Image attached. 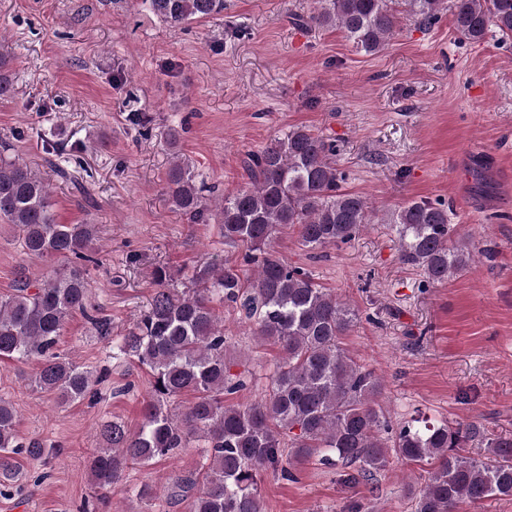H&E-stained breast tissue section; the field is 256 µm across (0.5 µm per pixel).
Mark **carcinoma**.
<instances>
[{
  "label": "carcinoma",
  "mask_w": 512,
  "mask_h": 512,
  "mask_svg": "<svg viewBox=\"0 0 512 512\" xmlns=\"http://www.w3.org/2000/svg\"><path fill=\"white\" fill-rule=\"evenodd\" d=\"M162 21L179 25L224 11V0H145ZM309 21L342 31L352 45L375 54L394 35L405 13L427 27L443 10L457 32L481 43L488 31L512 38V0H315ZM335 146L304 128L288 130L246 155L250 185L226 196L211 213L193 167L175 156L165 179L173 210L201 222L214 217L224 242L246 246L244 260L257 265L253 278L237 265L207 260L195 266L191 287H171L174 273L154 268L157 284L146 309L113 355L130 356L149 376L150 395L133 429L114 419L100 426L103 447L88 460L97 500L104 502L131 465L148 466L195 439L207 442L201 462L174 476L166 505L189 502V512H264L260 471L285 480L317 459L348 469L350 483L373 482L389 465V453L407 465H432L412 492L414 512H456L462 503L512 497V433L491 434L476 422L431 423L412 418L397 426L378 403L382 381L343 345L358 321L347 302L321 287L302 267L269 250L286 226L298 227L300 244L316 250L347 244L371 223L368 199L341 190ZM0 222L14 225L26 252L57 263L41 285L18 269L11 294L0 296V358L37 360L34 386L62 401L93 394V373L56 352L68 318L79 311L101 336L102 318L86 312L87 267L97 263L95 224H60L49 179L26 163L0 154ZM401 261L420 270L425 286L446 283L470 268L476 251L454 240L448 210L426 200L393 213ZM230 304L253 322L254 335L277 346L279 359L264 399L240 404L228 396L244 387L226 358L224 324L214 305ZM191 392L184 409L175 399ZM477 448L473 456L470 449ZM60 449L21 442L16 412L0 399V496L17 481L15 456L40 463Z\"/></svg>",
  "instance_id": "cac0c4a2"
}]
</instances>
